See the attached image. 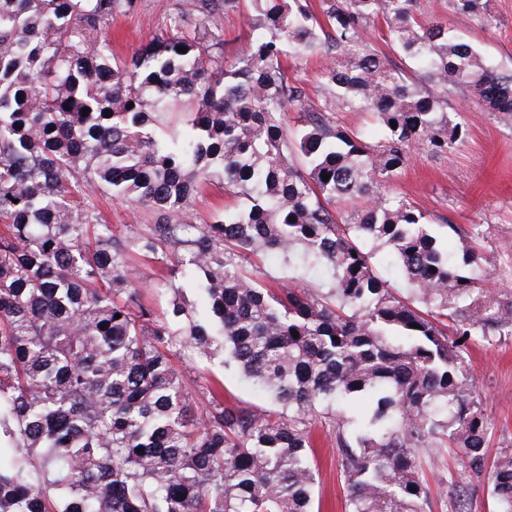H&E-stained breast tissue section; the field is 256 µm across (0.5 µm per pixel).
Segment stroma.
<instances>
[{
    "mask_svg": "<svg viewBox=\"0 0 512 512\" xmlns=\"http://www.w3.org/2000/svg\"><path fill=\"white\" fill-rule=\"evenodd\" d=\"M175 0H140L135 13L116 16L109 33L114 52L123 57L139 53L164 31ZM498 22L494 28L455 14L449 0H417L416 9L430 19L448 23L492 64L512 68V0H488ZM449 109L469 120L467 141L445 156L428 154L420 144L410 147L407 166L387 184L389 193L405 198L440 226L443 245L456 248L460 240L453 226L478 225V248L497 257L493 273L482 283L490 295L512 306V124L477 107L467 91L448 96ZM473 387L483 402L490 428L489 456L512 448V336L493 343L476 342L468 351ZM176 365L193 400H200L203 378L224 381V401L257 410L270 402L250 383L226 374L222 354L200 361L182 351ZM314 462L316 496L322 512H344L346 490L340 478L336 451L321 442Z\"/></svg>",
    "mask_w": 512,
    "mask_h": 512,
    "instance_id": "stroma-1",
    "label": "stroma"
}]
</instances>
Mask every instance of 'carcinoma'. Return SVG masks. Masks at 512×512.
I'll return each mask as SVG.
<instances>
[{
    "label": "carcinoma",
    "instance_id": "obj_1",
    "mask_svg": "<svg viewBox=\"0 0 512 512\" xmlns=\"http://www.w3.org/2000/svg\"><path fill=\"white\" fill-rule=\"evenodd\" d=\"M450 2L495 22L487 0ZM415 3L322 0L318 16L308 0H177L122 59L106 30L138 0H0V512H315L317 426L345 512H427L432 481L469 512L472 476L512 512V448L488 458L466 359L512 336V311L479 288L495 259L471 245L477 227L448 225L465 240L450 251L425 211L383 191L411 143L445 155L466 141L449 90L512 120V69ZM230 11L251 31L234 56L218 40ZM376 18L417 72L367 39ZM288 50L324 55L321 106L289 78ZM351 109L375 113L384 139L328 117ZM215 183L241 204L196 224ZM99 195L152 222L115 234ZM353 198L364 205L342 217ZM381 248L408 296L376 270ZM260 253L292 276L268 285ZM134 256L197 283L206 315L178 287L157 312ZM321 269L328 287L295 286ZM178 345L221 347L272 407L226 405L206 378L194 411Z\"/></svg>",
    "mask_w": 512,
    "mask_h": 512
}]
</instances>
